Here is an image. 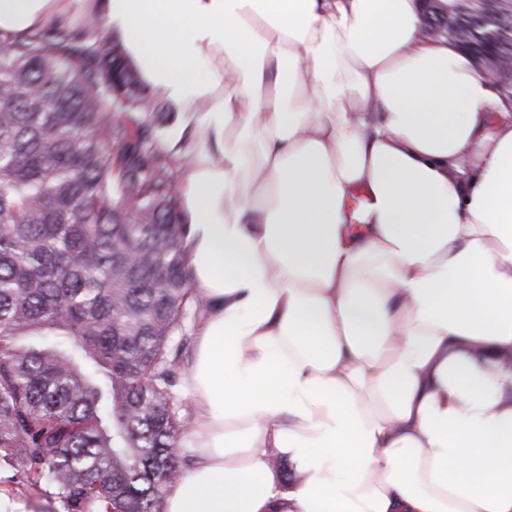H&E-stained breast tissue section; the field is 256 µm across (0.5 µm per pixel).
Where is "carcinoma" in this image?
I'll use <instances>...</instances> for the list:
<instances>
[{
  "label": "carcinoma",
  "mask_w": 512,
  "mask_h": 512,
  "mask_svg": "<svg viewBox=\"0 0 512 512\" xmlns=\"http://www.w3.org/2000/svg\"><path fill=\"white\" fill-rule=\"evenodd\" d=\"M424 22L512 100V0H426ZM164 109L93 16L0 37V466L67 512H162L180 471L204 301Z\"/></svg>",
  "instance_id": "carcinoma-1"
}]
</instances>
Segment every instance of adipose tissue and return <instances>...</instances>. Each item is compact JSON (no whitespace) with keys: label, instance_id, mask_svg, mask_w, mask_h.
Returning a JSON list of instances; mask_svg holds the SVG:
<instances>
[{"label":"adipose tissue","instance_id":"obj_1","mask_svg":"<svg viewBox=\"0 0 512 512\" xmlns=\"http://www.w3.org/2000/svg\"><path fill=\"white\" fill-rule=\"evenodd\" d=\"M89 12L203 115L163 512H512V114L485 72L421 0H0V34Z\"/></svg>","mask_w":512,"mask_h":512}]
</instances>
